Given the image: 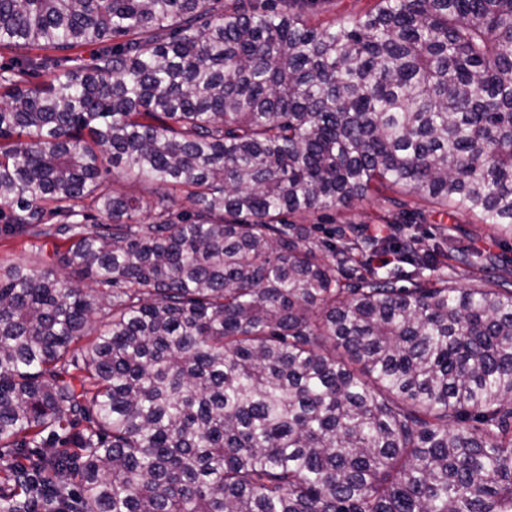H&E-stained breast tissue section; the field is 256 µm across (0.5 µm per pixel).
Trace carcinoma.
<instances>
[{
  "label": "carcinoma",
  "instance_id": "1",
  "mask_svg": "<svg viewBox=\"0 0 512 512\" xmlns=\"http://www.w3.org/2000/svg\"><path fill=\"white\" fill-rule=\"evenodd\" d=\"M316 4L0 0V232L65 270L0 264V512H512L498 256L283 219L511 231L512 0ZM374 3L373 0H322L316 8L306 13L305 18L315 26L333 20L357 18L372 8ZM387 198H395L407 204L403 208L407 211L406 221H401L411 224L408 225L410 231L416 236L428 239L436 234L440 227L448 229L453 226L455 230L451 233L457 238L460 245L499 255L505 267L512 269V232L504 233L491 224H482L480 219L474 215H458L451 213L450 210L448 213L442 212L416 195L387 190L382 195H372L367 199L355 201L350 206L302 216L289 215L287 219L295 224H319L323 232H316V235L325 240L332 238L335 230L337 232L346 224L370 226L365 230L367 235L383 236L388 228L383 219L401 210L394 207Z\"/></svg>",
  "mask_w": 512,
  "mask_h": 512
}]
</instances>
